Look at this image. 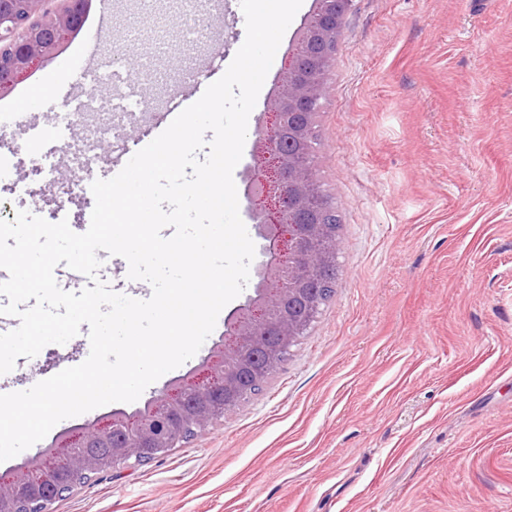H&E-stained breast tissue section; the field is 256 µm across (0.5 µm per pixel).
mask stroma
Here are the masks:
<instances>
[{
	"instance_id": "obj_1",
	"label": "stroma",
	"mask_w": 512,
	"mask_h": 512,
	"mask_svg": "<svg viewBox=\"0 0 512 512\" xmlns=\"http://www.w3.org/2000/svg\"><path fill=\"white\" fill-rule=\"evenodd\" d=\"M99 61L127 60L149 129L184 75L231 63L245 22L215 0H92L11 89L0 113L61 78L102 12ZM315 163L340 218L338 279L262 392L143 465L122 466L50 512H512V0H353L327 76ZM224 333L126 412L188 375ZM73 337L20 357L0 391L82 363ZM67 418L0 464L8 481Z\"/></svg>"
}]
</instances>
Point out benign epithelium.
Segmentation results:
<instances>
[{"instance_id": "1", "label": "benign epithelium", "mask_w": 512, "mask_h": 512, "mask_svg": "<svg viewBox=\"0 0 512 512\" xmlns=\"http://www.w3.org/2000/svg\"><path fill=\"white\" fill-rule=\"evenodd\" d=\"M42 0H0V94L10 89L64 34L82 25L90 0H67L35 20ZM353 0H318L294 32L285 79L255 129L242 197L262 240L254 295L224 318V337L187 376L170 382L132 413L118 409L77 427L44 449L14 480L0 486V512H48L42 485L59 472L89 476L168 453L258 394L270 373L306 335L331 284L321 271L337 265V226L319 218L335 211L314 165L315 125L326 99L344 19ZM107 447L102 459L87 449Z\"/></svg>"}]
</instances>
